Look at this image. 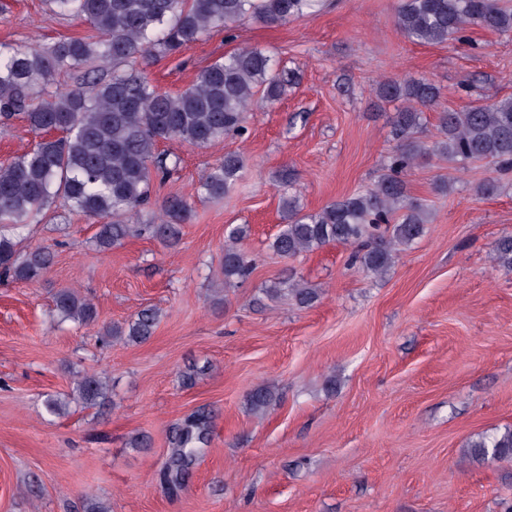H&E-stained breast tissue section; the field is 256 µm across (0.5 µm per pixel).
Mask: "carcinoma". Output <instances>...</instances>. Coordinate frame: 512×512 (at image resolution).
Masks as SVG:
<instances>
[{"label": "carcinoma", "mask_w": 512, "mask_h": 512, "mask_svg": "<svg viewBox=\"0 0 512 512\" xmlns=\"http://www.w3.org/2000/svg\"><path fill=\"white\" fill-rule=\"evenodd\" d=\"M59 12L87 21L95 34L65 38L48 49L0 45V123L24 120L40 140L30 150L0 167V278L32 282L52 265L44 247L24 249L23 232L47 206L61 201L93 218H104L95 237L100 249L123 244L131 236L151 235L167 246L181 238L191 218L186 200L171 196L161 202L146 224H136L150 203L155 181H165L178 159L156 153L160 142L178 140L204 147L224 136L245 132V114L255 96L279 100L288 80L271 56L257 49L226 55L197 75L178 93L159 91L136 67L138 58L168 55L215 29L229 33L248 18L263 25L285 23L314 13L320 0H50ZM398 28L411 40L441 45L463 43L472 27L512 33V7L501 0H400ZM61 73L82 74L74 89L55 85ZM384 102H402L392 133L398 150L389 157L388 172L369 189L305 212L298 196L281 195L287 223L270 244L283 258L329 244H358L351 264L368 275L382 276L401 247L423 236L430 223L425 200L412 197L405 173L420 159L440 155L454 162L488 161L512 171V98L494 103L471 102L462 110L444 109L437 116V136L419 141L422 109L438 104L441 88L421 79H384L373 88ZM244 158L230 153L201 177L198 190L219 199L236 185ZM246 224L228 227L224 240V279L243 282L253 272L243 249ZM495 261L512 266V237L495 245ZM285 293L299 307L318 299L317 289L290 278L271 295ZM63 321L90 325L96 307L69 288L55 296ZM158 317L140 311L106 337L135 344L153 335ZM78 397L89 406L102 403L108 385L97 376L77 382ZM252 410L264 415L276 406L273 390L263 387L249 396ZM207 416L198 413L177 430L166 476L179 483L183 472L208 443ZM467 455L477 464L512 460V426L470 441Z\"/></svg>", "instance_id": "carcinoma-1"}]
</instances>
